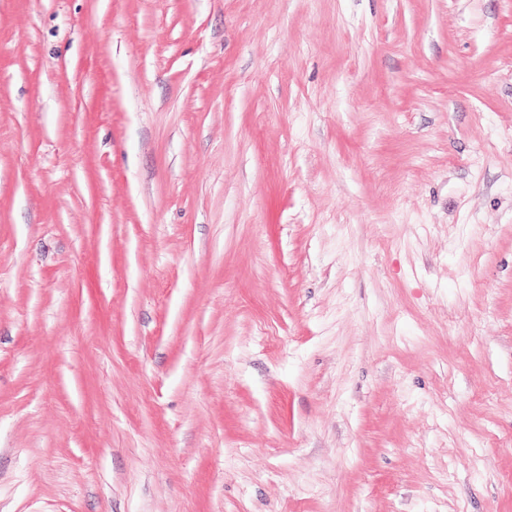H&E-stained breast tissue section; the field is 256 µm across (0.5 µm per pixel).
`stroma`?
<instances>
[{"label": "stroma", "instance_id": "1", "mask_svg": "<svg viewBox=\"0 0 512 512\" xmlns=\"http://www.w3.org/2000/svg\"><path fill=\"white\" fill-rule=\"evenodd\" d=\"M0 512H512V0H0Z\"/></svg>", "mask_w": 512, "mask_h": 512}]
</instances>
